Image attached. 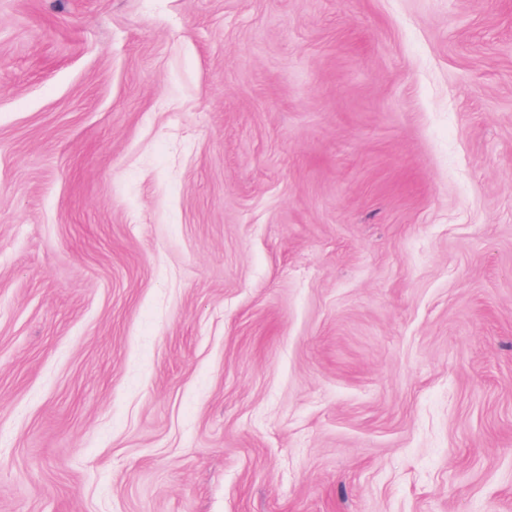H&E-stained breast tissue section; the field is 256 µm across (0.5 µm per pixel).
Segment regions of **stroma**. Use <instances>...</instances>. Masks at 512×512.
<instances>
[{
  "label": "stroma",
  "instance_id": "1",
  "mask_svg": "<svg viewBox=\"0 0 512 512\" xmlns=\"http://www.w3.org/2000/svg\"><path fill=\"white\" fill-rule=\"evenodd\" d=\"M0 512H512V0H0Z\"/></svg>",
  "mask_w": 512,
  "mask_h": 512
}]
</instances>
